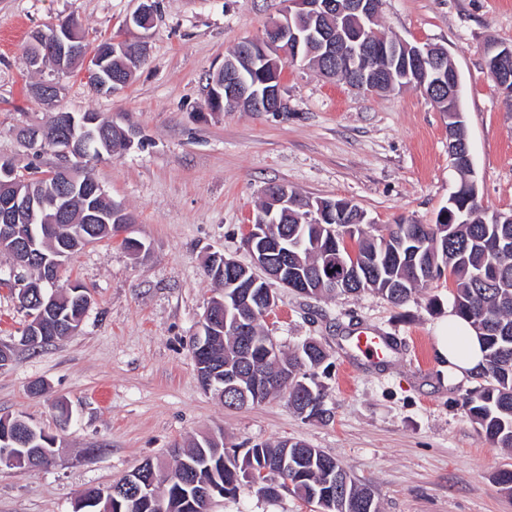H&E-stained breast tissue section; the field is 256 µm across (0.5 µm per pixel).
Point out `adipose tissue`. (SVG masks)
<instances>
[{"label": "adipose tissue", "instance_id": "obj_1", "mask_svg": "<svg viewBox=\"0 0 512 512\" xmlns=\"http://www.w3.org/2000/svg\"><path fill=\"white\" fill-rule=\"evenodd\" d=\"M435 354L441 369L456 381L479 374L484 366L483 345L477 330L453 314L436 330Z\"/></svg>", "mask_w": 512, "mask_h": 512}]
</instances>
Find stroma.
I'll return each instance as SVG.
<instances>
[{
    "instance_id": "obj_1",
    "label": "stroma",
    "mask_w": 512,
    "mask_h": 512,
    "mask_svg": "<svg viewBox=\"0 0 512 512\" xmlns=\"http://www.w3.org/2000/svg\"><path fill=\"white\" fill-rule=\"evenodd\" d=\"M151 29L125 27L138 0H0V159L27 178L59 163L16 135L45 111L30 84L57 83L70 112H94L138 135L93 166L115 202L134 215L133 253L120 239L76 254L63 281L92 292L79 332L37 350L17 348L0 366V416L21 415L57 439L39 470L0 465V512H74L89 487L107 488L139 464L162 465L174 445L220 434L230 448L292 439L337 457L370 484L381 512H512L495 480L512 449L480 439L462 406L479 378L449 381L434 350L452 310L443 276L396 306L381 295L307 297L277 288L261 325L284 351L309 340L328 353L315 379L329 420H309L286 396L243 408L205 392L192 357L199 320L217 284L205 273L221 253L242 264L243 239L265 188L351 201L374 230L398 219L435 223L459 183L448 156V117L414 89L363 93L294 63L282 72L280 112H212L207 78L243 39L260 37L281 0H155ZM75 19L86 42L143 43L144 62L122 91L105 96L69 73L27 72L33 30ZM380 29L447 50L461 80L460 105L488 211L512 210V102L485 67L490 41L512 44V0H381ZM363 327L395 351L368 362L350 346ZM289 491H240L210 512H314Z\"/></svg>"
}]
</instances>
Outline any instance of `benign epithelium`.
<instances>
[{
  "label": "benign epithelium",
  "instance_id": "benign-epithelium-1",
  "mask_svg": "<svg viewBox=\"0 0 512 512\" xmlns=\"http://www.w3.org/2000/svg\"><path fill=\"white\" fill-rule=\"evenodd\" d=\"M281 14L273 25L267 26L262 37L245 41L242 57L249 63L266 59L272 54L285 57V51L293 50L294 58H299L298 49L305 41L312 42L316 53L324 64V73L330 77L339 74L345 76L347 84L365 92L380 91L385 87L401 90L416 89L430 99L448 93V154L450 158H459L466 162L469 186L475 188L472 156L467 139L457 133L458 121L463 119L460 109V76L457 70L445 66L448 58L446 51L429 44H413L395 38L384 47L373 45L366 37V23L374 20L377 13V0H345L346 7H341L335 0H282ZM155 4L153 0H140L138 9L127 20V24L145 29L154 20ZM293 16H309L319 21L312 31L296 27L290 22ZM33 45L37 47L34 62L42 57L61 58L80 57L87 63L85 76L95 79L105 67L104 60L86 51L75 35L74 24L66 26L64 35L48 41L40 33L34 34ZM112 51L131 54L132 63L139 65L144 60V49L123 41H112ZM495 63L494 79L505 90L512 83V45L496 43L489 47ZM383 59L399 63L402 71L400 82L396 85L385 84L382 80L381 67ZM220 70L224 73V92L230 98L229 108L246 111L253 109L268 112H280L283 109L281 80L272 79L265 82L262 93L244 81L241 69L236 61L227 57ZM36 100L48 112L57 111L58 89L54 85H38L32 89ZM21 141L28 146L38 142L52 141L54 152L69 164L71 157L78 156L86 145L77 137L65 143L50 139L46 126H39L20 132ZM11 166L0 168V237L13 241V269L27 267L29 243L26 234L27 220L34 213V203H29L17 194L7 192L12 176ZM266 205L252 214L251 224L244 239L252 258V264L243 265L233 258L223 257L225 291L222 292L221 306L210 303L201 317L200 328L203 335L209 336L229 325L234 335L239 338V358L241 366L224 372V395L244 403H262L266 400L269 388L268 376L261 364L252 362V351L256 345L253 336V316L262 311L267 316L276 306V294L272 283L276 282L286 288L308 295L309 285L288 275V263L295 251L303 245V238L288 241V234L278 229L288 215L310 211L306 218L314 224L334 223L336 212L346 213L352 207L348 200L335 205L321 199L312 203L302 200L289 191L288 186L277 184L266 190ZM69 248L58 252V257L50 260L42 270L39 288H49L50 299H55L58 290L67 291L75 287L73 283L59 285L60 272L66 264ZM43 325V312L27 314V323L18 340L21 346H27L38 340ZM259 479L253 471H247L237 482L245 481L251 486L261 488V494L274 496L282 488L280 477Z\"/></svg>",
  "mask_w": 512,
  "mask_h": 512
}]
</instances>
